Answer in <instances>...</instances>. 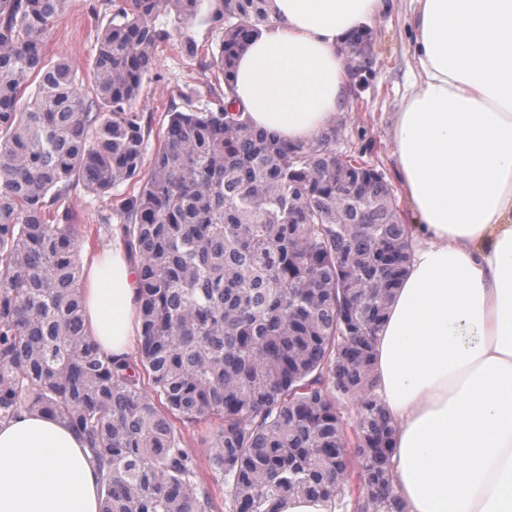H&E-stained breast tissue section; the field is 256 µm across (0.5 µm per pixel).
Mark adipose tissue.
<instances>
[{
	"instance_id": "adipose-tissue-1",
	"label": "adipose tissue",
	"mask_w": 512,
	"mask_h": 512,
	"mask_svg": "<svg viewBox=\"0 0 512 512\" xmlns=\"http://www.w3.org/2000/svg\"><path fill=\"white\" fill-rule=\"evenodd\" d=\"M386 0H271L240 52L252 126L307 145L350 101L342 49ZM416 79L392 127L413 214L410 264L375 336V392L394 424L405 512H512V0H415ZM138 272L120 233L85 290L113 361L139 339ZM102 473L51 415L0 421V512H99Z\"/></svg>"
}]
</instances>
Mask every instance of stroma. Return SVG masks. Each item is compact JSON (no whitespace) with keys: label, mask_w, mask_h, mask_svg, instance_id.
Wrapping results in <instances>:
<instances>
[{"label":"stroma","mask_w":512,"mask_h":512,"mask_svg":"<svg viewBox=\"0 0 512 512\" xmlns=\"http://www.w3.org/2000/svg\"><path fill=\"white\" fill-rule=\"evenodd\" d=\"M413 7L412 0H389L387 11L370 30L371 59L349 64L353 94L348 111L336 123L337 154L355 157L375 168L394 189L399 183L390 128L415 69L409 23ZM110 10L106 0H71L67 10L49 28V57L66 58L80 75L89 76L97 31L105 25ZM213 81L212 70L200 68L182 54L178 38H171L158 49L153 70L145 78L137 102L138 109L152 116L154 135L147 142L146 155H153L157 146L155 134L165 129L167 112L171 105L179 104L180 93L190 87L207 92ZM67 203L90 226L81 250L82 259L110 250L109 229L119 221L114 205L97 199L80 184L72 188Z\"/></svg>","instance_id":"stroma-1"}]
</instances>
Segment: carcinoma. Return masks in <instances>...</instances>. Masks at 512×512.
<instances>
[{
  "mask_svg": "<svg viewBox=\"0 0 512 512\" xmlns=\"http://www.w3.org/2000/svg\"><path fill=\"white\" fill-rule=\"evenodd\" d=\"M69 2L0 0V420L37 411L80 435L106 467L100 512H216L181 430L209 420L229 512L292 495L402 512L371 357L406 226L381 173L331 149L336 126L290 145L235 105L233 62L269 0H214L209 58L188 34L201 0H110L88 83L47 55ZM172 29L215 70L214 107L183 94L145 170L152 127L134 102ZM77 182L130 187L116 211L142 340L127 365L85 333Z\"/></svg>",
  "mask_w": 512,
  "mask_h": 512,
  "instance_id": "1",
  "label": "carcinoma"
}]
</instances>
